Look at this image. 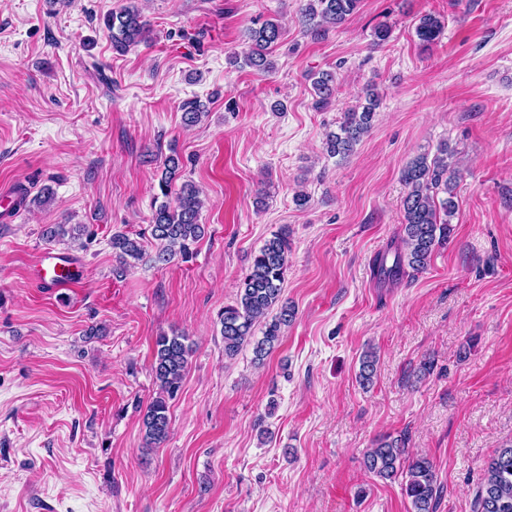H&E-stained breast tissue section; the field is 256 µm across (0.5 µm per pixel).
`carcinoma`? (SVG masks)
<instances>
[{"label":"carcinoma","mask_w":512,"mask_h":512,"mask_svg":"<svg viewBox=\"0 0 512 512\" xmlns=\"http://www.w3.org/2000/svg\"><path fill=\"white\" fill-rule=\"evenodd\" d=\"M360 0H306L301 7L304 25L319 36L331 27H337L353 15ZM104 26L110 34L112 48L124 53L130 47L150 38L151 29L138 6V0H127L126 5L104 17ZM441 21L426 14L420 17L416 35L423 47H430L442 33ZM282 28L278 21L266 19L258 27L245 32V48L235 56L234 63L259 72H270L275 66L273 51L280 43ZM315 106L325 108L336 92V75L322 71L313 81ZM365 102L345 112L338 131L327 134V151L332 155L347 156L368 134L372 127L379 95L375 88L365 92ZM207 114L206 105L198 99L182 106V121L188 126L201 122ZM455 151L443 143L434 156L421 154L401 170V180L407 192L403 201L401 244L394 247L392 263L387 255L376 257L373 269L383 281H397L408 271L421 272L427 268L436 246L446 243L452 234L451 217L455 214L452 159ZM182 162L176 151L163 160L158 187L166 201L154 210L150 234L160 245L156 255L159 263L167 264L176 256L187 257L190 245L205 234V225L199 223L203 202L197 187L189 182L177 190L175 203L167 201L172 192ZM446 198L437 200V194ZM87 233L84 224H54L46 230L49 241H78ZM112 253L121 267L142 257L141 243L123 233L112 235ZM290 234L283 226L254 253L248 271L238 285L237 299L220 314L224 355L230 359L238 355L244 345L253 344L254 361L261 363L279 343L282 332L295 317V308L282 300L285 274L288 270ZM263 325L262 337L254 338V327ZM193 351L188 337L174 332L162 334L155 341L153 373L159 387L158 396L147 405L142 418L145 440L149 444L163 442L169 433L168 399L174 397L188 366ZM377 373L375 352L367 351L360 361L358 379L367 387ZM406 437L382 436L368 451L365 466L381 480H392L405 474L403 491L410 499L413 512H436L441 495L433 463L425 456L406 460ZM475 512H512V445L498 450L487 462L484 477L478 486Z\"/></svg>","instance_id":"obj_1"}]
</instances>
